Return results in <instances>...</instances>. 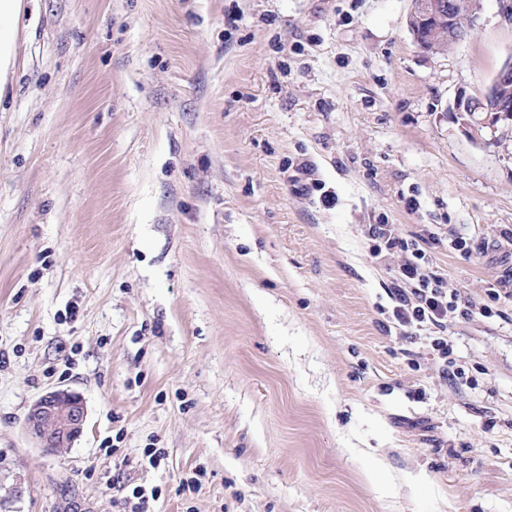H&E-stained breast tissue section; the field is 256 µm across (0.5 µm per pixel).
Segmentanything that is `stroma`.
<instances>
[{
  "mask_svg": "<svg viewBox=\"0 0 512 512\" xmlns=\"http://www.w3.org/2000/svg\"><path fill=\"white\" fill-rule=\"evenodd\" d=\"M410 8L24 0L0 93V512H120L137 486L151 512H512V299L489 294L512 279V124L485 145L452 110L512 22L482 0L432 55ZM380 223L504 311L448 330L471 384L390 328ZM58 388L87 421L46 453L24 418Z\"/></svg>",
  "mask_w": 512,
  "mask_h": 512,
  "instance_id": "obj_1",
  "label": "stroma"
}]
</instances>
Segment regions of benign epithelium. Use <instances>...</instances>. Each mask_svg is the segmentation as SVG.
Instances as JSON below:
<instances>
[{
  "instance_id": "benign-epithelium-1",
  "label": "benign epithelium",
  "mask_w": 512,
  "mask_h": 512,
  "mask_svg": "<svg viewBox=\"0 0 512 512\" xmlns=\"http://www.w3.org/2000/svg\"><path fill=\"white\" fill-rule=\"evenodd\" d=\"M481 10L476 0L461 22L458 0H411L407 26L417 47L434 51L442 42L444 50L463 42L470 35ZM512 87V54L496 70L490 84L482 91H458L453 111L467 134L486 144L501 140L497 124L512 121V101L507 89ZM87 408L83 397L67 389L49 391L37 399L25 416L27 434L47 451L69 448L84 432Z\"/></svg>"
}]
</instances>
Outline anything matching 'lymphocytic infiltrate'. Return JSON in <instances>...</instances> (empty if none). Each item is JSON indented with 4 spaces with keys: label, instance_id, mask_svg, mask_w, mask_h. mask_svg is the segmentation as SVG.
I'll list each match as a JSON object with an SVG mask.
<instances>
[{
    "label": "lymphocytic infiltrate",
    "instance_id": "f902f5d3",
    "mask_svg": "<svg viewBox=\"0 0 512 512\" xmlns=\"http://www.w3.org/2000/svg\"><path fill=\"white\" fill-rule=\"evenodd\" d=\"M367 236L373 257L392 265V317L396 325L408 336L427 332L430 354L443 362L451 379H463L465 370L453 356L448 326L491 317L492 309L473 304L450 290L446 280L431 267L419 241H403L392 225H370Z\"/></svg>",
    "mask_w": 512,
    "mask_h": 512
}]
</instances>
